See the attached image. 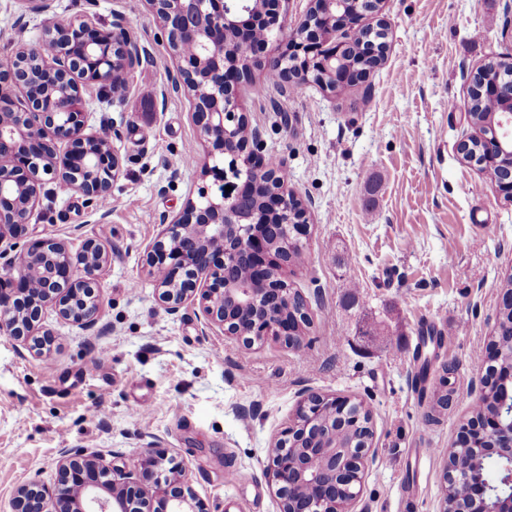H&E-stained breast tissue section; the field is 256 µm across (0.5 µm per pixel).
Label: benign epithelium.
<instances>
[{"label":"benign epithelium","instance_id":"7a95c632","mask_svg":"<svg viewBox=\"0 0 512 512\" xmlns=\"http://www.w3.org/2000/svg\"><path fill=\"white\" fill-rule=\"evenodd\" d=\"M364 2L369 15L386 25L383 0H309L304 19L287 28L278 0H147L154 18L167 31L178 62L173 88L194 92L193 118L205 146L202 176L217 191L198 189L181 212L165 224L146 254L148 272L159 300L172 315L198 303L205 328L225 338H272L291 350L305 345L299 320L283 314L299 296L282 276L288 266V239L302 245L306 211L295 224H266L288 213L298 199L281 170L262 152L263 132L250 129L237 143L234 130L248 122L238 101L240 82L252 70L275 60L294 58L280 92L297 83L316 82L332 91L344 44L331 41L336 26H353L348 13ZM276 32L255 44L252 28ZM145 50L123 26L102 30L88 20H53L34 42L0 58V240L8 235L23 245L0 269V333L37 355L54 338L40 330L46 311L85 328L95 326L102 299L97 275L108 263L105 247L93 240L74 254L55 239L28 237L43 177L66 183L87 197L106 218L112 181L120 171L112 137L89 128L84 92L128 85L143 63ZM25 93L16 105L15 92ZM496 158L483 162L486 173L507 201H512V170L495 171ZM231 191H226V186ZM243 262L256 273L242 284L235 272ZM82 266L84 276L74 274ZM512 386V349L500 348L497 364L474 381L476 401L492 382ZM351 399L314 391L302 393L295 414L267 453L266 474L276 486L281 512H354L361 491L345 497L340 487L361 484L375 461L373 438L348 456L328 446L322 420L345 416ZM459 444L468 458L445 464L441 512H512V408L461 428ZM508 459L501 478L507 490L472 478L469 460L491 454ZM164 450L155 445L141 454L129 472L115 469L96 452L63 450L57 479L48 487L29 481L16 488L12 512H207L195 497L189 471L166 467Z\"/></svg>","mask_w":512,"mask_h":512}]
</instances>
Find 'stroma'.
<instances>
[{
    "instance_id": "obj_1",
    "label": "stroma",
    "mask_w": 512,
    "mask_h": 512,
    "mask_svg": "<svg viewBox=\"0 0 512 512\" xmlns=\"http://www.w3.org/2000/svg\"><path fill=\"white\" fill-rule=\"evenodd\" d=\"M512 0H385L383 64L331 96L316 86L282 95L257 71L240 103L280 158L307 208L309 233L288 279L308 302V346L246 347L205 335L199 305L169 314L145 264L149 245L203 185L204 152L189 92H171L167 37L140 0H53L49 14L0 0V58L35 41L48 20H122L148 59L122 105L86 92L89 125L112 130L120 172L112 212L58 182L39 196L31 238L95 240L110 253L99 277V323L82 328L47 312L54 346L36 356L0 334V512L15 489L53 485L59 451H95L131 469L150 442L192 474L208 512H279L267 450L311 389L363 402L376 460L356 512H440L444 462L426 449L456 442L474 377L512 274V203L457 150L471 74L512 55ZM167 90L166 99L158 91ZM378 332H370L369 324ZM441 343H421L428 330ZM455 366L440 423L425 419ZM148 406L130 412L132 402ZM254 481L233 483L234 472Z\"/></svg>"
}]
</instances>
